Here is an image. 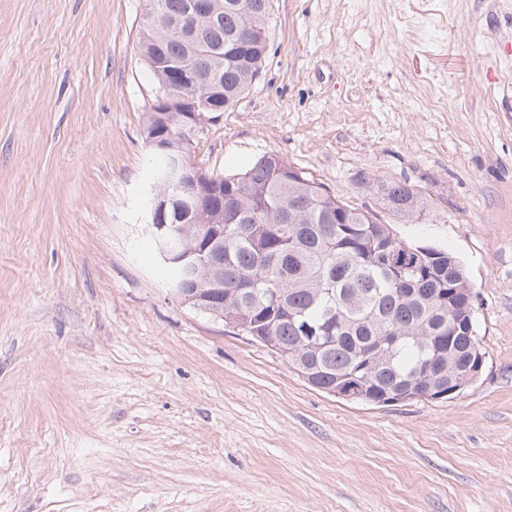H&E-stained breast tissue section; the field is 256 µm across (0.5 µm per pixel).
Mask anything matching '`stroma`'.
<instances>
[{"label":"stroma","instance_id":"stroma-1","mask_svg":"<svg viewBox=\"0 0 512 512\" xmlns=\"http://www.w3.org/2000/svg\"><path fill=\"white\" fill-rule=\"evenodd\" d=\"M145 0H0V512H512V0H272L194 144L279 153L478 294L481 376L379 406L184 304L147 226ZM412 184L444 222L385 210Z\"/></svg>","mask_w":512,"mask_h":512}]
</instances>
